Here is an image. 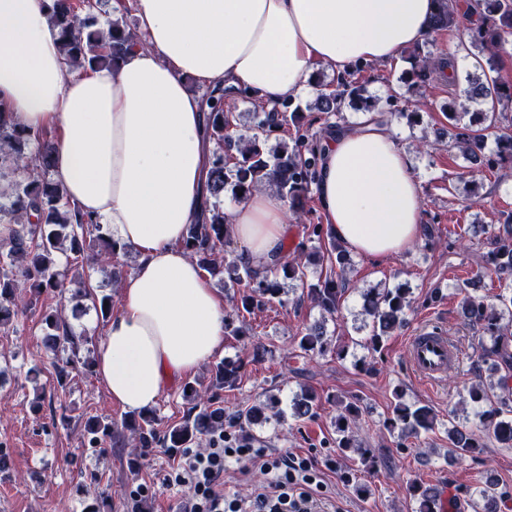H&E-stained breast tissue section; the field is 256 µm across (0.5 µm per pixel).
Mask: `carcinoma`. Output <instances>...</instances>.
<instances>
[{
  "label": "carcinoma",
  "mask_w": 512,
  "mask_h": 512,
  "mask_svg": "<svg viewBox=\"0 0 512 512\" xmlns=\"http://www.w3.org/2000/svg\"><path fill=\"white\" fill-rule=\"evenodd\" d=\"M438 9L431 20L432 32L458 26L457 0H437ZM478 5L488 12L478 17L469 29L468 37L481 50L488 51L486 59H477L479 68L495 69V51L512 37V0H478ZM50 18L60 30L62 47L70 63L83 68L85 65L114 67L131 44L138 43L135 34L127 29L121 18L107 21L106 28L96 27L93 16L80 17L73 0H52ZM438 61L429 54L419 56L414 67L406 72L408 82L424 83L438 77ZM466 99L478 105L489 99L497 103L512 102V84L500 82L487 75L483 82H473L465 90ZM213 103L205 117V134L214 144L209 161L206 191L214 199L230 189L233 196H248L260 185L270 187L274 196L288 205V211L301 216L316 185L321 167L318 142L304 132L292 142L280 141L267 147L270 136L288 121L297 129L305 126L302 110L288 111V101L283 100L272 108L260 105L243 93H233L214 88L206 94ZM252 105L250 121L242 132L230 130L228 118L237 100ZM359 102V110L372 112L379 99L367 93L355 81L338 82L336 89L317 95L314 110L325 119L343 116L352 101ZM473 129L467 136L456 138L453 147L474 165L484 156L489 133L496 134L499 157L512 160V132L504 131L495 112L477 110L472 117ZM53 146L38 131L22 125L13 116L0 109V172L21 169L25 178L12 185L7 202H0V240L5 250L0 252V332L6 334L13 323L40 299H52L56 305L46 308L43 314L45 334L43 342L53 352L67 351L63 364L55 365L57 386L62 388L72 377L93 370L94 358L86 336H78L68 324L62 308V299L71 288L83 298L91 297L83 277L70 279L57 271L58 254L70 251L79 258L91 246L98 247L96 260L112 263V259L127 246L112 239L91 216L81 213L66 199L60 182L49 179L52 170ZM92 240H87V236ZM232 240V224L224 208L213 204L208 215L195 224L188 225L184 240L189 257L201 269L212 275H225L233 284L245 285L248 291L237 299L235 308L249 312L254 308L282 302L285 282H299L308 288V296L320 309L335 317L340 312L342 284L328 276L316 283H307L310 256L301 248L293 257H284L272 267L259 271L240 257H231L224 249ZM492 264L504 285L487 302L482 297L465 293L463 314L482 329V356L494 357L493 371L499 374L495 383H475L468 390L485 434L492 436L503 448H512V226L504 225L503 232L494 236ZM363 311L371 318L366 349L378 351L383 339L403 321L410 305L409 289L369 288L362 292ZM300 350L306 355H323L330 343L321 326H314L298 339ZM241 363L224 359L210 368V385L185 383L184 398L191 407L182 421L171 425L164 432L157 429L154 410L131 414V419L116 422L108 416H91L84 425L88 443L95 447L115 436L130 433L134 446L139 448H188L207 434H224L227 447L253 442L251 428L268 421L267 412L279 416L280 399L267 395L266 401L248 407L234 415L224 411L223 401L216 390L233 387L240 378ZM395 403L387 428L398 431L404 439L418 437L433 429L435 416L426 405L408 404L403 392H394ZM322 409L320 397L305 389L290 404L291 415L297 420H310ZM360 409L354 402L336 403L333 420L336 447L358 457L361 466H375L368 449L361 447L355 436ZM484 447L483 437L473 431H463L454 426L448 429L447 457H462ZM417 497L418 512H437V497L430 490L418 485L413 488ZM506 493L488 476L483 481L477 498L472 500L474 512H501Z\"/></svg>",
  "instance_id": "carcinoma-1"
}]
</instances>
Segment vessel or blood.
<instances>
[{"label":"vessel or blood","mask_w":512,"mask_h":512,"mask_svg":"<svg viewBox=\"0 0 512 512\" xmlns=\"http://www.w3.org/2000/svg\"><path fill=\"white\" fill-rule=\"evenodd\" d=\"M406 349L414 373L429 383L442 380L460 362V354L449 343L444 329L433 322H422L408 337Z\"/></svg>","instance_id":"vessel-or-blood-1"}]
</instances>
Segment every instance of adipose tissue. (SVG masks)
Masks as SVG:
<instances>
[{"instance_id": "adipose-tissue-1", "label": "adipose tissue", "mask_w": 512, "mask_h": 512, "mask_svg": "<svg viewBox=\"0 0 512 512\" xmlns=\"http://www.w3.org/2000/svg\"><path fill=\"white\" fill-rule=\"evenodd\" d=\"M50 0H0V108L58 128L53 167L68 199L139 255L96 351L113 404L153 407L173 380L224 350V300L182 247L203 206L212 144L204 87L273 105L308 89L314 66L388 62L423 42L435 0H134L146 45L118 69L73 70ZM316 191L331 232L372 259L423 236L421 189L394 130L367 115L327 135ZM242 258L281 259L288 208L254 190L229 210Z\"/></svg>"}]
</instances>
